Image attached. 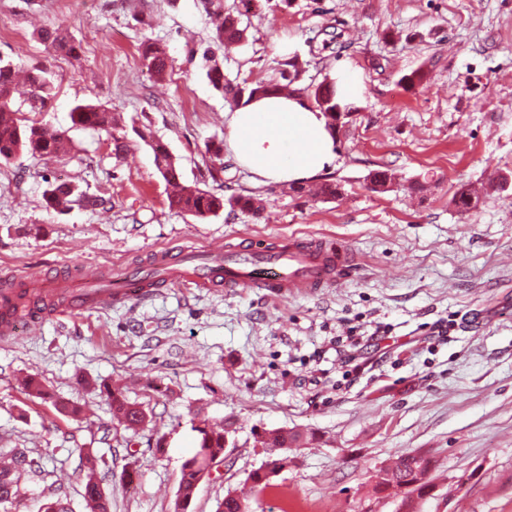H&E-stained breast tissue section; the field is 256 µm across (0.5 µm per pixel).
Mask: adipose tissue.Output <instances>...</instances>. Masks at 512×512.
Instances as JSON below:
<instances>
[{
  "label": "adipose tissue",
  "mask_w": 512,
  "mask_h": 512,
  "mask_svg": "<svg viewBox=\"0 0 512 512\" xmlns=\"http://www.w3.org/2000/svg\"><path fill=\"white\" fill-rule=\"evenodd\" d=\"M228 148L258 181L314 176L336 157L324 116L299 98L271 95L235 109Z\"/></svg>",
  "instance_id": "1"
}]
</instances>
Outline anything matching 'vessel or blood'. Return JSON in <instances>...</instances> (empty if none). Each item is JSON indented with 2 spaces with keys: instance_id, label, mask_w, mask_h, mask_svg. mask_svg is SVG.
Wrapping results in <instances>:
<instances>
[{
  "instance_id": "vessel-or-blood-1",
  "label": "vessel or blood",
  "mask_w": 512,
  "mask_h": 512,
  "mask_svg": "<svg viewBox=\"0 0 512 512\" xmlns=\"http://www.w3.org/2000/svg\"><path fill=\"white\" fill-rule=\"evenodd\" d=\"M156 266L168 269L167 283L192 288H261L285 296L315 288H336L358 270L350 250L320 239L291 237L272 246L225 245L185 250L179 259L163 253ZM148 280L137 272L114 276L107 288H72L57 316L76 310L87 311L149 295ZM15 291L0 289V336L16 334L21 324L39 323L44 316L39 297H32L26 316L12 314Z\"/></svg>"
}]
</instances>
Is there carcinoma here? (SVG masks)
<instances>
[{"instance_id":"1","label":"carcinoma","mask_w":512,"mask_h":512,"mask_svg":"<svg viewBox=\"0 0 512 512\" xmlns=\"http://www.w3.org/2000/svg\"><path fill=\"white\" fill-rule=\"evenodd\" d=\"M208 14L215 21L214 42L229 48L242 43L246 39V29L240 26V19L249 14H259L262 0H233V6L225 7L224 0H207ZM41 40L54 51L65 55H75L79 46L68 39L59 28L40 31ZM142 62L149 71L161 81L167 75V53L165 46L157 40H146L141 45ZM206 77L212 87L227 101L238 107L246 106L257 98L278 93L297 91L311 99L315 107L329 117L336 112H352L354 107L339 101L336 79L325 76L316 85H309L299 90L293 88L301 74L298 56H288L278 62L279 80L276 82H234L224 78V69L212 49L207 48L202 54ZM19 70L11 61L0 58V162H9L16 156L28 153L33 157L50 159L66 154L70 142L59 131L46 127L21 124L18 112L14 110L15 99L30 104L33 109L46 106L51 96V81L46 72L39 68L28 70L24 80H19ZM73 125L91 127L107 132L115 150H124L121 137L114 134L112 112L102 105L79 104L71 112ZM138 138L150 146L154 152L157 170L167 186L174 188L168 195L169 207L178 213H188L197 218L205 219L217 216L224 208L259 214L261 202L246 195H232L228 198L196 185L176 182L182 176L181 166L177 160L163 147L154 143L149 129L135 130ZM47 204L53 207H67L79 203L84 207H96L104 204L97 196H87L76 192L73 185L60 182L50 183L44 191ZM112 410L114 416L129 428H135L146 420L145 412L137 405L128 402L123 396L111 391ZM198 434V447L195 454L187 458L181 466V478L176 492L174 512H187L198 484L202 480V472L211 463H220L226 456V443L230 431L223 426L211 425L206 422L194 427ZM303 442L299 432L281 430L269 431L261 436L260 444L270 453H278L277 458L269 462L271 472L254 471L249 479L256 492L262 493L272 487L271 474L288 466L291 462L288 450L298 448ZM8 461V465L0 464V488L8 487L10 494L0 495V503H14L20 496L21 476L30 465L25 457L17 454H2L0 461ZM96 461L87 458V471L83 477V499L87 512H108L109 503L100 484L95 477ZM429 462L419 454L406 453L398 456L386 468L376 475L375 492L387 497L402 495L406 502L412 496H425L430 488L427 477Z\"/></svg>"}]
</instances>
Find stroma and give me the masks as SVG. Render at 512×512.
Wrapping results in <instances>:
<instances>
[{"label": "stroma", "mask_w": 512, "mask_h": 512, "mask_svg": "<svg viewBox=\"0 0 512 512\" xmlns=\"http://www.w3.org/2000/svg\"><path fill=\"white\" fill-rule=\"evenodd\" d=\"M59 25L78 59L41 41L40 29ZM243 25L241 45L214 48L229 80L275 79L283 41L301 85L347 67L364 77L335 160L303 192L255 181L230 151L206 152L228 141L232 106L202 68L214 47L202 0H0V58L54 78L43 111L24 104L21 117L72 143L58 159L0 164V277L24 270L68 284L240 234L326 238L361 262L338 288H161L0 340V449L36 462L9 512L57 498L86 512L78 475L89 454L101 459L110 512H173L204 419L228 425L233 447L189 512H216L245 487L269 458L256 436L273 429L310 440L250 512H284L290 499L313 512H407L401 497L373 496L378 470L407 452L431 462L433 489L414 512H512V183L502 182L512 173V0H266ZM147 38L167 48L164 81L140 57ZM419 68L427 81L403 89L400 77ZM81 103L148 128L187 184L259 196L263 212L176 213L152 149L131 133L118 152L105 132L73 126ZM377 169L393 175L391 191L370 189ZM51 181L106 203L55 211L44 200ZM325 181L341 185L339 197L309 195ZM463 184L479 195L466 215L451 203ZM450 318L453 339H430ZM378 328L389 339L363 349L370 369L345 385L335 338ZM113 388L146 411L143 425L113 418Z\"/></svg>", "instance_id": "stroma-1"}]
</instances>
